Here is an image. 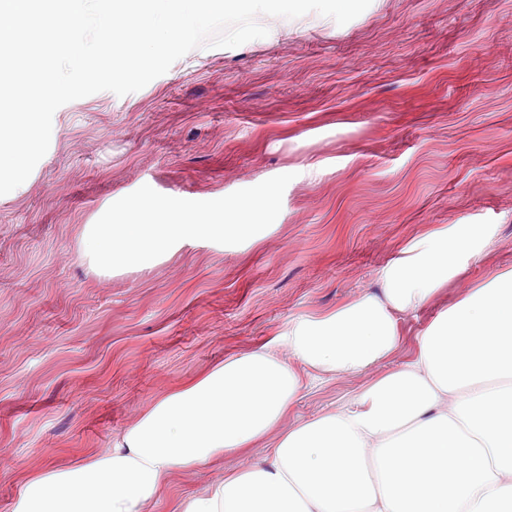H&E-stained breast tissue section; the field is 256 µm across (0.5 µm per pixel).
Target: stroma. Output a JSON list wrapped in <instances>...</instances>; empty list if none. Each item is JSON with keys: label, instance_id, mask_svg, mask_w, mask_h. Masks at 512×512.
<instances>
[{"label": "stroma", "instance_id": "obj_1", "mask_svg": "<svg viewBox=\"0 0 512 512\" xmlns=\"http://www.w3.org/2000/svg\"><path fill=\"white\" fill-rule=\"evenodd\" d=\"M235 48H198L141 90L60 107L47 154L0 196V512L24 482L111 447L156 398L229 355L286 351L294 322L377 291L399 250L490 224L483 255L400 323L395 354L306 379L264 443L179 471L155 512L259 462L296 425L410 361L434 317L512 270V0H372ZM242 244L184 240L100 273L81 237L144 185L213 200L301 166Z\"/></svg>", "mask_w": 512, "mask_h": 512}]
</instances>
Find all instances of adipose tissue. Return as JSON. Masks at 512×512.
Instances as JSON below:
<instances>
[{"instance_id":"adipose-tissue-1","label":"adipose tissue","mask_w":512,"mask_h":512,"mask_svg":"<svg viewBox=\"0 0 512 512\" xmlns=\"http://www.w3.org/2000/svg\"><path fill=\"white\" fill-rule=\"evenodd\" d=\"M488 224L425 235L380 273L378 294L302 318L276 349L232 355L155 400L103 454L28 481L11 512H149L175 473L266 438L305 373L367 369L399 321L479 258ZM403 367L300 424L263 460L183 499L181 512H512V271L439 313Z\"/></svg>"}]
</instances>
